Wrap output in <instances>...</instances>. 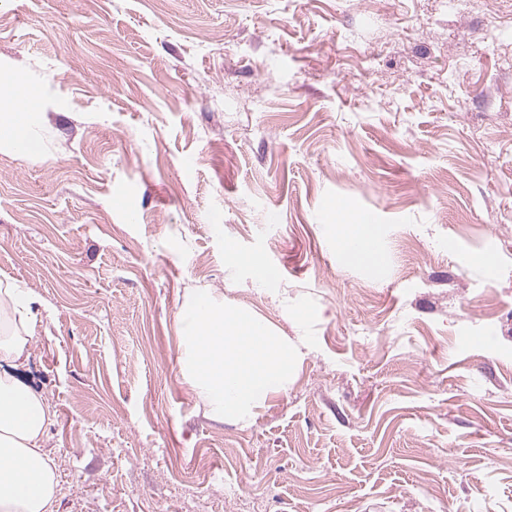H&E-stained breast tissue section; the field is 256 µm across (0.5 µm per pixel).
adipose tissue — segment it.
Instances as JSON below:
<instances>
[{"label":"adipose tissue","mask_w":512,"mask_h":512,"mask_svg":"<svg viewBox=\"0 0 512 512\" xmlns=\"http://www.w3.org/2000/svg\"><path fill=\"white\" fill-rule=\"evenodd\" d=\"M337 242L346 263L381 270L387 252L378 225L357 217L341 225ZM26 293L0 289V512H58L56 469L44 450L53 413L44 396L17 379L27 361Z\"/></svg>","instance_id":"adipose-tissue-1"}]
</instances>
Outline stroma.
Listing matches in <instances>:
<instances>
[{"instance_id":"stroma-1","label":"stroma","mask_w":512,"mask_h":512,"mask_svg":"<svg viewBox=\"0 0 512 512\" xmlns=\"http://www.w3.org/2000/svg\"><path fill=\"white\" fill-rule=\"evenodd\" d=\"M22 99L0 285L59 512H512V0H0ZM192 288L307 341L251 422L181 375ZM337 242L346 263L379 271L384 268L387 251L383 243L379 225L365 217H354L348 224H339ZM355 241L357 247L346 248V243ZM225 262L233 267L248 269L252 272L254 283L263 286L275 278V271L262 259L251 253H242L228 248L224 255Z\"/></svg>"}]
</instances>
